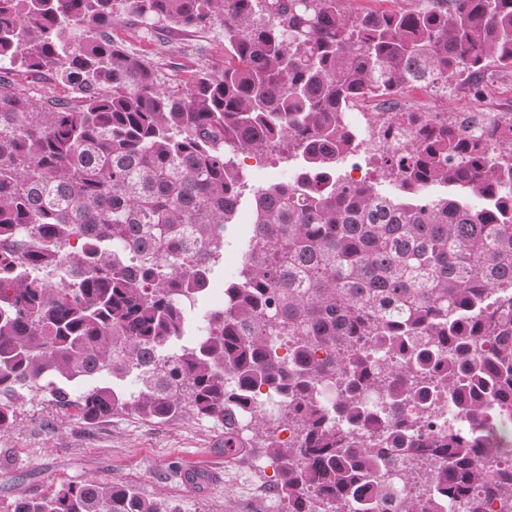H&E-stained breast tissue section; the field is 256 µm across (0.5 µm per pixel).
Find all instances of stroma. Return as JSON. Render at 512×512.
Returning <instances> with one entry per match:
<instances>
[{"mask_svg":"<svg viewBox=\"0 0 512 512\" xmlns=\"http://www.w3.org/2000/svg\"><path fill=\"white\" fill-rule=\"evenodd\" d=\"M111 35L155 63L171 85L189 83L202 70L224 68V36L216 25L158 36L136 16L126 15L113 24ZM13 78L38 102L77 103L53 71L35 79L19 70ZM511 85L512 68L490 66L478 79L457 80V105L512 112V97L504 93ZM234 159L242 164L245 188L224 231V252L212 267L210 286L187 311L186 346L194 343L199 324L223 309L225 288L239 278L250 245L254 190L293 179L303 164L299 157L274 154H254L248 163L239 153ZM15 407V425L0 433V512H12L19 499L88 479L131 485L178 512H266L264 491L274 482L272 472L257 469L250 456L225 457L224 428L214 420L186 415L151 422L119 412L88 423L36 387L22 391Z\"/></svg>","mask_w":512,"mask_h":512,"instance_id":"35a3bbf8","label":"stroma"}]
</instances>
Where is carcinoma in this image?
<instances>
[{
	"mask_svg": "<svg viewBox=\"0 0 512 512\" xmlns=\"http://www.w3.org/2000/svg\"><path fill=\"white\" fill-rule=\"evenodd\" d=\"M353 13L343 0H0V432L19 390L39 387L87 422L117 412L224 424V456L261 445L283 512L375 508L401 457L433 495L400 512H447L512 494L473 462L512 441V168L491 151L508 130L425 132L384 161L405 191L347 185L343 112L364 98L512 67V0H415ZM124 14L163 28L224 31V70L166 86L114 43ZM53 70L80 99L46 107L9 74ZM312 177L253 192L239 280L206 332L184 302L204 291L242 189L227 157L283 143ZM288 337V359L266 341ZM344 389L336 393V371ZM136 375L137 394L69 386ZM280 417L253 421L262 388ZM383 396L394 409L368 403ZM448 403V429L417 428ZM469 418L465 432L451 425ZM293 423L295 436L279 437ZM369 428L382 437L370 448ZM13 512H173L93 479L15 502Z\"/></svg>",
	"mask_w": 512,
	"mask_h": 512,
	"instance_id": "obj_1",
	"label": "carcinoma"
}]
</instances>
